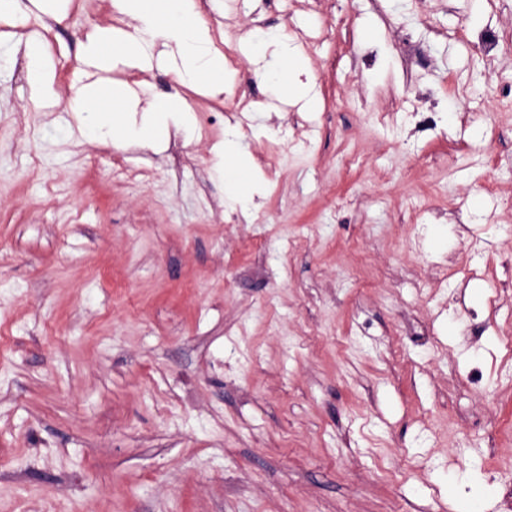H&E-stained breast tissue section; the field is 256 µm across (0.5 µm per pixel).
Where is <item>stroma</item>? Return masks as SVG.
<instances>
[{
	"instance_id": "stroma-1",
	"label": "stroma",
	"mask_w": 512,
	"mask_h": 512,
	"mask_svg": "<svg viewBox=\"0 0 512 512\" xmlns=\"http://www.w3.org/2000/svg\"><path fill=\"white\" fill-rule=\"evenodd\" d=\"M196 3L223 93L97 73L183 101L158 151L55 134L89 35L128 27L114 0L0 18V512H499L512 0ZM257 28L299 41L315 109L241 52ZM237 123L255 209L213 170ZM28 83L34 92H40L48 83L43 65V50L40 42L26 43Z\"/></svg>"
}]
</instances>
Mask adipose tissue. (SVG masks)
I'll return each mask as SVG.
<instances>
[{
	"label": "adipose tissue",
	"mask_w": 512,
	"mask_h": 512,
	"mask_svg": "<svg viewBox=\"0 0 512 512\" xmlns=\"http://www.w3.org/2000/svg\"><path fill=\"white\" fill-rule=\"evenodd\" d=\"M122 14L129 17L132 29L118 38L109 31L96 33L83 47L86 60L98 67L109 61L147 64L153 58L156 44H163L179 78L187 84L196 82L204 73H219L224 58L211 51L209 29L197 20L196 0H118ZM249 56L260 63L265 82L273 92L288 89L303 100L306 108H314L315 98L310 83L304 82L303 58L294 43L274 29L256 30L246 40ZM122 109L100 111L95 85L78 88L68 107L79 117L82 137L90 140L109 138L117 146L136 141L160 146L170 129L188 131L192 119L181 99L153 101L139 108L130 90H113Z\"/></svg>",
	"instance_id": "adipose-tissue-1"
}]
</instances>
